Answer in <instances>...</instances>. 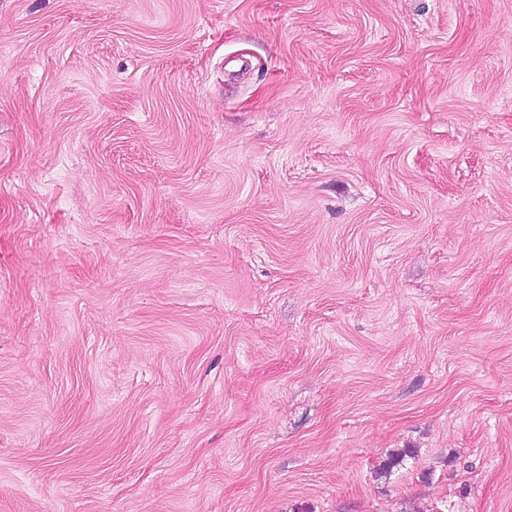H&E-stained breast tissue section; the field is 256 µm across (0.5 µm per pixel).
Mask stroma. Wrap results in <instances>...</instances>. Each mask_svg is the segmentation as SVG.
<instances>
[{"instance_id":"stroma-1","label":"stroma","mask_w":512,"mask_h":512,"mask_svg":"<svg viewBox=\"0 0 512 512\" xmlns=\"http://www.w3.org/2000/svg\"><path fill=\"white\" fill-rule=\"evenodd\" d=\"M0 512H512V0H0Z\"/></svg>"}]
</instances>
